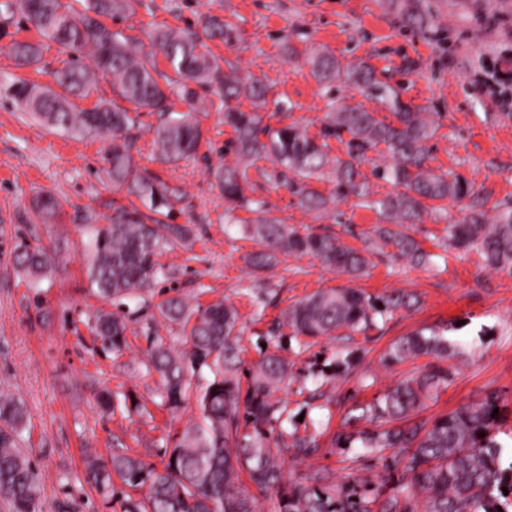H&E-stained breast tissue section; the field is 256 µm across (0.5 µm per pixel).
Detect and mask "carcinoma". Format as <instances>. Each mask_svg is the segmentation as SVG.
Instances as JSON below:
<instances>
[{"instance_id": "1", "label": "carcinoma", "mask_w": 512, "mask_h": 512, "mask_svg": "<svg viewBox=\"0 0 512 512\" xmlns=\"http://www.w3.org/2000/svg\"><path fill=\"white\" fill-rule=\"evenodd\" d=\"M7 0L6 11L19 12L37 31L36 42L15 41L10 47L16 66L33 67L43 50L55 44L66 55L56 83L62 92L14 77L0 83V93L23 105L48 127L70 135L101 137L108 142L105 172L112 185L134 197L128 204L110 201L111 214L90 213L94 224L89 249V278L105 298L120 302L145 293L153 296L158 276L165 274L158 259L177 244L188 241L186 224H170L182 196L175 187L139 167L133 151L140 125L139 109L157 114L152 147L163 163L178 162L197 154L203 132L195 115L201 87L219 100L224 125L235 134L237 155L258 160L270 157L300 177L299 204L309 210L325 208L328 200L310 182L328 176L344 195L363 199L362 205L378 210L390 224H412L426 210L425 202H461L474 195L472 184L457 174H435L425 167L426 142L433 135L429 113L402 104L393 90L385 92L396 122L377 120L359 107L343 105L327 114L323 137L348 132L364 145L383 144L392 163L381 177L403 187L379 199H369L366 183L356 182L360 172L354 163L329 156L328 143H318L295 125L273 128L263 123L260 110L267 103V86L259 78L243 79L236 65L215 57L207 39L227 46L237 41L239 28L231 21L210 16L204 36L188 30L156 28L149 34L151 51L136 54L130 38L112 29L106 18H122L133 11L135 0ZM403 17L420 29L432 18L424 0H402ZM162 54L170 72L156 66ZM93 54L94 67L80 64ZM309 63L319 83L346 81L361 88L377 86L374 71L366 64L341 66L325 50L309 53ZM111 78V99H100L88 110L76 109L73 100L97 90L100 75ZM245 96L253 109L245 112L231 101ZM188 105V111H172V97ZM119 98L134 105L119 106ZM213 176L228 210L238 207L255 214L247 233L261 249L249 261L257 270L274 268L281 258L310 254L337 271L355 275L367 259L332 234L299 233L270 216L262 201L243 194L247 168L220 166ZM62 204L53 196L32 199V211L44 224H54ZM462 219L448 225V241L456 249L478 251L487 267L512 275V207L505 206L492 219L469 204ZM105 223L98 224V221ZM379 239L397 254L417 264L430 262L432 254L397 230L379 229ZM17 264L37 283L56 267L52 247L21 241L15 251ZM413 306L409 294L396 292L375 298L355 288H331L314 292L286 309L282 325L295 338L319 340L341 329L359 331L387 321L396 310ZM163 322L177 325L182 334L175 349L152 341L149 362L161 380L160 398L176 412L194 400L198 415L175 434L169 458L157 468L138 457L116 453L90 462L88 479L98 488L117 475L128 488L141 492L123 494L121 512H259V501L242 486L240 473L249 476L261 491L273 490L279 512H512V456L504 453L503 435L512 440V427L499 410L501 397L492 392L480 402L463 404L432 419L411 423V417L438 397L455 375L454 367L442 366L453 345L434 328L414 331L391 344L382 358L397 365L409 358L434 361L401 378L366 404L356 403L346 423L360 420L369 427L337 436V443L351 448L358 442L363 455L383 462L377 480L354 479L345 484L331 481L329 473L316 470L297 480L284 479L285 456L309 457L319 450L316 435L288 431L287 406L275 397L280 385L293 374L291 362L264 354L255 368H245L239 358L235 308L222 301L203 307L189 305L180 296H166L155 304ZM103 347L118 351L124 345L127 324L120 313H102L92 327ZM247 390L241 392V377ZM498 414H493V410ZM24 419L20 401L0 397V501L8 512H37L39 489L30 460L17 438Z\"/></svg>"}]
</instances>
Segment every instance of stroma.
<instances>
[{
  "mask_svg": "<svg viewBox=\"0 0 512 512\" xmlns=\"http://www.w3.org/2000/svg\"><path fill=\"white\" fill-rule=\"evenodd\" d=\"M434 19L426 30L409 25L399 0H137L135 12L113 22V29L133 37L134 49L158 27L202 31L203 20L218 16L235 22L240 37L233 46L210 41L212 52L233 61L240 74L268 85L270 124H298L320 138L331 104L345 103L393 121L384 98L341 83L319 84L306 61V51L331 52L341 64L365 63L410 107L433 113L436 133L426 143L428 165L435 173L451 171L469 180L474 201L485 211L512 204V115L484 89L475 75L479 56L498 55L512 47V0H428ZM36 31L20 16L0 17V81L20 73L53 86V70L62 59L57 49L45 51L40 68L17 69L9 52L13 41H37ZM203 139L197 155L175 164L147 159L156 115L141 110L138 147L140 166L148 168L182 193L174 221L188 225L187 244L174 246L160 259L169 274L160 290H174L190 303L216 300L234 305L244 367L275 351L276 337L287 334L282 313L307 295L342 286L372 296L403 291L417 305L400 309L379 327L350 333L348 339H322L305 347L287 342L283 352L296 372L278 391L288 407L290 424L317 428L319 451L303 460H288L285 472L296 479L319 468L333 480L375 478L382 470L376 457H359L357 449L338 447L342 421L357 402L393 386L403 375L425 365V358L383 366L381 355L396 340L426 327L457 322L450 338V360L457 374L426 416L450 412L481 401L493 391L512 409V276L485 268L474 251L448 247V224L461 216L455 201L446 215L428 213L421 222L401 225L428 253L432 264L417 266L397 256L377 234L383 220L361 206L354 195L341 194L334 179L314 182L330 197L327 211H308L299 204L298 188L276 182L270 159L256 160L248 170V197L265 202L273 217L298 232L338 236L360 251L369 265L350 277L310 255H293L274 269H254L247 261L256 245L245 234L252 215L226 204L212 175L221 165L238 164L231 143L233 130L216 108L199 113ZM330 154L357 156L371 198L391 191L375 175L386 166V147L361 149L350 134L329 139ZM107 144L99 138H72L51 132L20 104L0 97V393L22 399L26 420L19 446L39 478V512H113L112 493L86 480L88 455L109 458L120 451L163 466V449L198 414L188 405L178 416L162 407L159 377L147 350L154 336L167 345L180 342L176 326L156 328L154 304L128 301L123 311L127 344L119 352L103 350L91 332L97 313L112 311L88 279L87 244L93 231L85 216L107 200L123 201L104 172ZM42 193L60 199L61 219L40 223L30 198ZM40 239L54 247L59 265L51 278L31 285L16 265L14 249L21 240ZM352 360L349 377L319 384L318 368H334ZM323 397H312L315 388ZM109 389L128 396L140 411L98 409L95 396Z\"/></svg>",
  "mask_w": 512,
  "mask_h": 512,
  "instance_id": "35a3bbf8",
  "label": "stroma"
}]
</instances>
